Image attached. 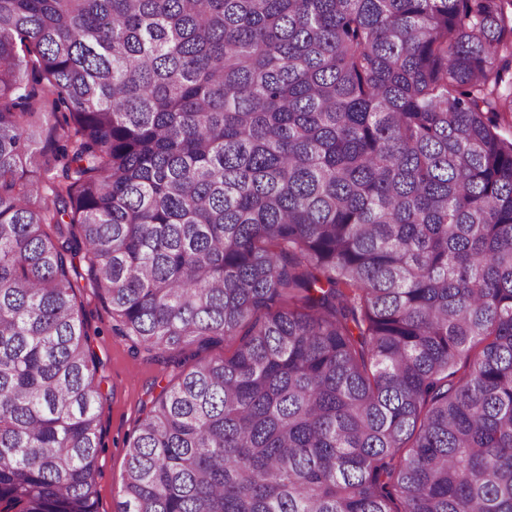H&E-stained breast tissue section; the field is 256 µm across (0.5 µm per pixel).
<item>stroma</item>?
I'll return each instance as SVG.
<instances>
[{"label": "stroma", "instance_id": "stroma-1", "mask_svg": "<svg viewBox=\"0 0 512 512\" xmlns=\"http://www.w3.org/2000/svg\"><path fill=\"white\" fill-rule=\"evenodd\" d=\"M77 306L91 346L99 359L97 378L106 397L100 414L104 448L96 476L98 512H116L118 490L126 468L124 441L140 424L152 399L176 384L203 359L223 357V345L189 346L181 362L153 357L112 330V318L87 275H80Z\"/></svg>", "mask_w": 512, "mask_h": 512}]
</instances>
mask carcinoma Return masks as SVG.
Instances as JSON below:
<instances>
[{"instance_id":"obj_1","label":"carcinoma","mask_w":512,"mask_h":512,"mask_svg":"<svg viewBox=\"0 0 512 512\" xmlns=\"http://www.w3.org/2000/svg\"><path fill=\"white\" fill-rule=\"evenodd\" d=\"M79 253L229 349L117 512H512V0H0V512H96Z\"/></svg>"}]
</instances>
